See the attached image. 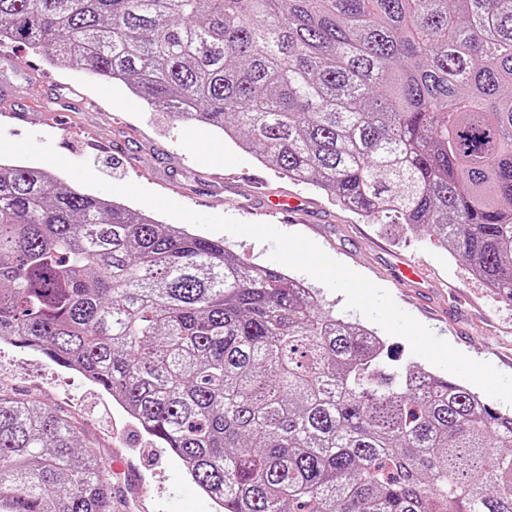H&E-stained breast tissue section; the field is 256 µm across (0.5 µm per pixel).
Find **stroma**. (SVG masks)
Segmentation results:
<instances>
[{
  "mask_svg": "<svg viewBox=\"0 0 512 512\" xmlns=\"http://www.w3.org/2000/svg\"><path fill=\"white\" fill-rule=\"evenodd\" d=\"M99 104L84 107L85 100ZM23 119H14L16 110ZM0 126L10 140L32 133L112 184L134 183L195 212L248 223L271 200L293 199L281 229L305 235L329 256L389 290L396 304L466 356L512 375V303L480 282L432 237L359 217L311 184L257 161L207 125L155 111L121 82L52 66L32 50L0 45ZM405 262L419 282L393 287ZM0 389L40 401L77 423L80 444L109 462L123 512H215L182 463L142 434L110 395L42 353L0 342Z\"/></svg>",
  "mask_w": 512,
  "mask_h": 512,
  "instance_id": "35a3bbf8",
  "label": "stroma"
}]
</instances>
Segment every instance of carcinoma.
Returning a JSON list of instances; mask_svg holds the SVG:
<instances>
[{
	"instance_id": "cac0c4a2",
	"label": "carcinoma",
	"mask_w": 512,
	"mask_h": 512,
	"mask_svg": "<svg viewBox=\"0 0 512 512\" xmlns=\"http://www.w3.org/2000/svg\"><path fill=\"white\" fill-rule=\"evenodd\" d=\"M205 123L512 302V0H0V43ZM110 393L217 512H512V413L224 242L0 160V341ZM0 392V512H116Z\"/></svg>"
}]
</instances>
